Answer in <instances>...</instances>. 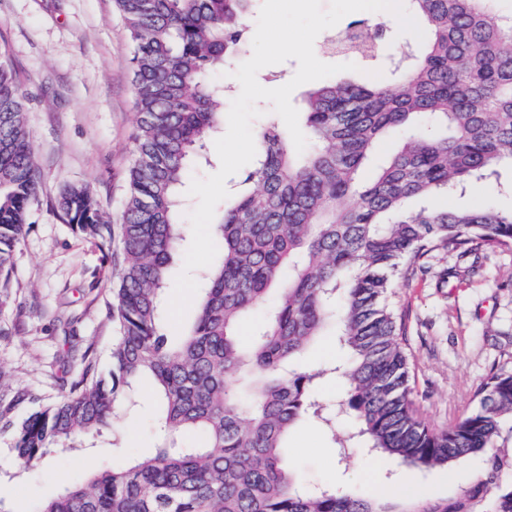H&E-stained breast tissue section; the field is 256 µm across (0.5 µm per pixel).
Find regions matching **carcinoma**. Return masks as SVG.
<instances>
[{
    "mask_svg": "<svg viewBox=\"0 0 512 512\" xmlns=\"http://www.w3.org/2000/svg\"><path fill=\"white\" fill-rule=\"evenodd\" d=\"M426 40L391 61L390 82L327 81L303 99L310 149L297 153L274 113L264 116L252 164L213 224L221 243L182 335L165 327L162 300L183 246L184 185L221 129L229 68L247 40L252 0H114L132 46L137 125L120 217L122 260L112 316V382L83 356L55 397L18 383L0 362V436L20 474L56 448H81L112 428L115 408L152 383L154 452L125 456L69 483L25 512H512V368L474 389L476 406L436 427L410 384L405 319L386 302L405 258L440 249L460 256L512 250V209L442 210L435 200L496 183L512 169V14L496 0H407ZM383 24L354 22L336 52L373 59ZM25 96L0 63V312L18 298L16 252L40 172ZM426 122L369 182L360 172L387 132ZM56 206L72 230L108 244L112 225L85 184L63 186ZM266 317L251 340L241 323ZM345 350L336 365L298 360L327 331ZM345 382L337 410L313 396L317 378ZM324 425L338 448L353 441L418 469L478 459L472 482L443 503L410 496L379 504L358 492L302 487L285 441L300 422Z\"/></svg>",
    "mask_w": 512,
    "mask_h": 512,
    "instance_id": "obj_1",
    "label": "carcinoma"
}]
</instances>
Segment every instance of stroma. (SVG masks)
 Masks as SVG:
<instances>
[{"label": "stroma", "instance_id": "1", "mask_svg": "<svg viewBox=\"0 0 512 512\" xmlns=\"http://www.w3.org/2000/svg\"><path fill=\"white\" fill-rule=\"evenodd\" d=\"M320 33L314 52L323 62L354 63L381 81L383 60L410 34L388 21L380 40L381 59L368 62L350 52L336 54ZM131 46L113 0H0V60L14 71L26 97V120L42 173L21 244L13 282L21 304L10 312L15 330L0 343V362L25 385L49 383L71 358L92 349L100 373L110 367L115 334L110 316L112 272L120 244L102 248L64 222L54 201L67 183H87L108 220L123 209L132 136L137 123L132 87ZM396 300L409 321L408 347L420 408L435 425L473 407L472 391L493 367L512 359V251L462 257L441 250L425 266L394 281ZM113 429L133 454L155 445L149 408L116 413ZM288 464L311 485L351 488L375 495L386 488L441 501L466 487L475 466L382 468L365 478L366 448L338 451L316 423L294 427L287 439ZM112 463L109 437L94 447L62 450L22 476L0 474V498L26 512L29 502L57 494L85 479L87 464Z\"/></svg>", "mask_w": 512, "mask_h": 512}]
</instances>
